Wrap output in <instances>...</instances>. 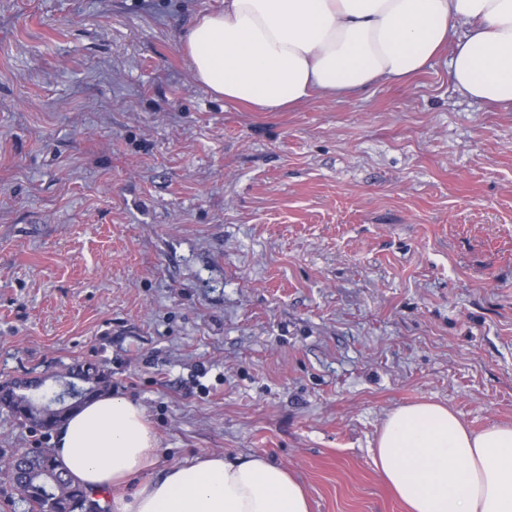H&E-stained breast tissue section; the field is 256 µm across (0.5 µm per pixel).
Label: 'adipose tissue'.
Wrapping results in <instances>:
<instances>
[{
    "label": "adipose tissue",
    "mask_w": 512,
    "mask_h": 512,
    "mask_svg": "<svg viewBox=\"0 0 512 512\" xmlns=\"http://www.w3.org/2000/svg\"><path fill=\"white\" fill-rule=\"evenodd\" d=\"M448 45L462 93L512 103V0H224L183 41L197 82L257 112L410 79ZM158 442L143 406L113 393L59 425L52 452L112 512H309L302 486L261 456L209 454L144 478ZM372 460L408 512H512V425L476 432L444 405H403L383 419ZM129 482V498H112Z\"/></svg>",
    "instance_id": "obj_1"
}]
</instances>
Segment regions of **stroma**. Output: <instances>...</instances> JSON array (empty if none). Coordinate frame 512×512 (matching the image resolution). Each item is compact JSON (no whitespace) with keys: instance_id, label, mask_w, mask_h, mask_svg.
I'll return each mask as SVG.
<instances>
[{"instance_id":"35a3bbf8","label":"stroma","mask_w":512,"mask_h":512,"mask_svg":"<svg viewBox=\"0 0 512 512\" xmlns=\"http://www.w3.org/2000/svg\"><path fill=\"white\" fill-rule=\"evenodd\" d=\"M224 0H0V380L92 362L150 470L261 455L311 512H405L397 407L512 424V104L407 83L253 112L182 41ZM52 436L0 408V460Z\"/></svg>"}]
</instances>
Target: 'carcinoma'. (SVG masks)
Returning a JSON list of instances; mask_svg holds the SVG:
<instances>
[{"mask_svg":"<svg viewBox=\"0 0 512 512\" xmlns=\"http://www.w3.org/2000/svg\"><path fill=\"white\" fill-rule=\"evenodd\" d=\"M63 385L52 395L39 393L47 383ZM112 392V374L93 363L71 367L66 375L41 379L36 389L19 392L11 382L0 383V407L13 411L17 418L35 429L51 430L63 422L55 410L70 405L76 410L90 397ZM0 479L12 485L34 512H102L84 489L63 476L48 448L27 451L20 461L0 467Z\"/></svg>","mask_w":512,"mask_h":512,"instance_id":"carcinoma-1","label":"carcinoma"}]
</instances>
